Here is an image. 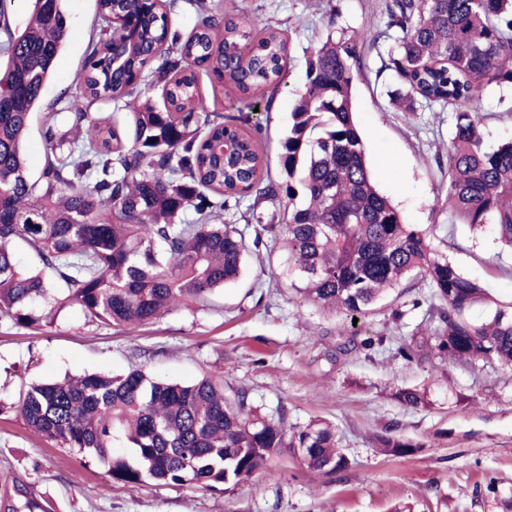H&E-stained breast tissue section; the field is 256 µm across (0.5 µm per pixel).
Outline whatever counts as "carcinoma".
Returning a JSON list of instances; mask_svg holds the SVG:
<instances>
[{
    "label": "carcinoma",
    "mask_w": 512,
    "mask_h": 512,
    "mask_svg": "<svg viewBox=\"0 0 512 512\" xmlns=\"http://www.w3.org/2000/svg\"><path fill=\"white\" fill-rule=\"evenodd\" d=\"M0 0V315L37 329L63 308L91 322L135 330L176 308L198 306L238 281L250 248L267 256L284 237L298 303L367 317L406 279L430 288L425 312L442 361L512 369V302L490 298L403 222L376 188L354 118L359 49L389 41L380 72L389 97L449 110L445 194L439 210L473 231L493 225L512 249V138L484 146L483 92L512 87V0H386L387 28L328 38L307 60L306 86L280 142L275 180L240 114L208 111L200 76L229 81L251 108L284 78L290 43L258 19L241 21L198 6L185 36L172 29L179 0H97L100 32L87 44L79 94L63 107L85 137L68 141L45 124L40 176L28 173L23 144L56 57L75 31L64 0H32L14 32ZM153 99L141 101L142 94ZM283 208L282 224L244 231L224 223L232 199ZM194 217L185 219L188 210ZM23 244L41 269L23 268ZM477 307L486 315L471 318ZM406 407L426 391L399 388ZM29 430L95 458L115 484L147 480L235 486L290 450L306 467L348 466L336 432L315 420L288 429L287 413H258L247 391L229 397L224 379L190 385L88 374L31 383L10 406ZM384 452L423 447L386 434ZM0 512H44L25 485Z\"/></svg>",
    "instance_id": "1"
}]
</instances>
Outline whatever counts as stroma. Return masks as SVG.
Segmentation results:
<instances>
[{
  "instance_id": "stroma-1",
  "label": "stroma",
  "mask_w": 512,
  "mask_h": 512,
  "mask_svg": "<svg viewBox=\"0 0 512 512\" xmlns=\"http://www.w3.org/2000/svg\"><path fill=\"white\" fill-rule=\"evenodd\" d=\"M233 16H255L291 40V57L269 108L247 111L246 131L257 132L273 177H281L279 142L303 91L306 60L329 33L384 30V0H220ZM81 38L61 51L24 153L31 176L44 159L45 113L77 94L86 58V36L97 22L96 0H65ZM376 50L365 52L355 75L354 110L369 166L380 192L405 223L430 232L434 247L467 278L501 301L512 300V251L493 229L471 233L449 225L435 210L448 164L451 112H409L390 106L376 72ZM512 89L486 91V148L512 136ZM288 275V252L249 255L241 279L215 293L202 308L176 309L138 331L87 321L71 305L53 324L31 330L0 318V402L17 401L27 383L92 373L149 377L182 385L213 374L226 394L244 389L261 413L285 409L288 423L320 419L332 425L347 469L326 475L307 471L291 453L273 459L230 489L164 485L148 481L122 487L105 468L74 448L48 442L0 413V497L27 485L48 512H507L484 494L489 478L512 491V371L495 364H443L422 356L392 358V340L425 342L426 287L411 280L400 297L401 317L390 310L350 323L312 305L298 306ZM383 337L373 349L340 352L352 339ZM427 388L429 406L410 408L393 397L400 388ZM419 442L411 456L384 454L376 438L386 429Z\"/></svg>"
}]
</instances>
